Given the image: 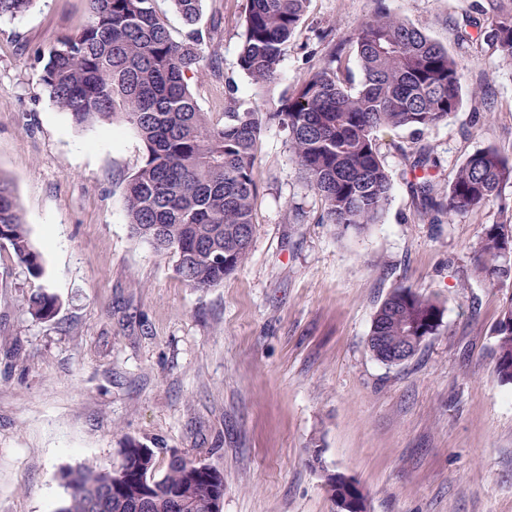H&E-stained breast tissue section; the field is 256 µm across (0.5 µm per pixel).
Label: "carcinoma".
Returning a JSON list of instances; mask_svg holds the SVG:
<instances>
[{
  "label": "carcinoma",
  "instance_id": "1",
  "mask_svg": "<svg viewBox=\"0 0 512 512\" xmlns=\"http://www.w3.org/2000/svg\"><path fill=\"white\" fill-rule=\"evenodd\" d=\"M36 0H0V19H15ZM88 18L43 54L41 84L53 104L78 126L123 124L143 143L144 159L128 180L125 198L132 236L175 259L191 288H212L246 261L256 233L259 182L255 161L262 113L231 102L213 115L200 110L189 75L217 62L202 53L196 28L202 0H170L189 31L172 39L155 0H87ZM310 0H246L239 48L240 68L259 86L271 84L290 38ZM487 38L512 60V15L489 3ZM363 80L351 85L342 56L337 66L312 73L280 99L269 118L288 130L295 161L324 204L326 223L341 234L362 233L379 222L392 183L381 161L376 132L382 128L424 131L448 119L462 101L461 64L448 48L420 28L379 9L348 37ZM512 183V162L493 147L469 157L448 184L445 201L434 200L429 181L416 191L448 213L473 211ZM0 240L34 278L42 254L30 237L15 190L0 175ZM512 225L483 232L473 248L474 271L499 279L512 264L503 254ZM28 313L51 319L56 297L40 287L24 299ZM441 302L398 288L377 309L370 335L397 343L404 332L434 336L442 326ZM495 373L512 383V297L494 327ZM129 440L118 464L84 465L61 472L67 490L56 512H91L104 485L135 475L144 454ZM194 460L168 459L155 477L152 512H210L205 476L190 478ZM100 512H129L113 492Z\"/></svg>",
  "mask_w": 512,
  "mask_h": 512
}]
</instances>
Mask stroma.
Wrapping results in <instances>:
<instances>
[{"label": "stroma", "mask_w": 512, "mask_h": 512, "mask_svg": "<svg viewBox=\"0 0 512 512\" xmlns=\"http://www.w3.org/2000/svg\"><path fill=\"white\" fill-rule=\"evenodd\" d=\"M244 5L202 2V51L220 73L190 79L201 111L230 98L273 111L338 47L360 83L343 42L375 0H311L268 91L238 65ZM382 5L460 61L461 106L421 133L378 131L391 198L380 223L344 236L324 223L287 130L264 123L250 254L205 289L131 235L136 133L75 126L41 87L42 51L85 24L86 0L0 20V174L44 265L33 279L0 242V512H55L61 470L117 464L130 439L219 469L223 512H336L328 471L362 487L367 512H512V383L494 371L512 280L473 272L485 228L512 222V183L453 215L413 190L428 178L446 192L487 146L512 160V62L486 39L487 0ZM39 286L59 301L48 321L23 304ZM397 288L438 297L444 316L414 357L387 365L367 338Z\"/></svg>", "instance_id": "1"}]
</instances>
